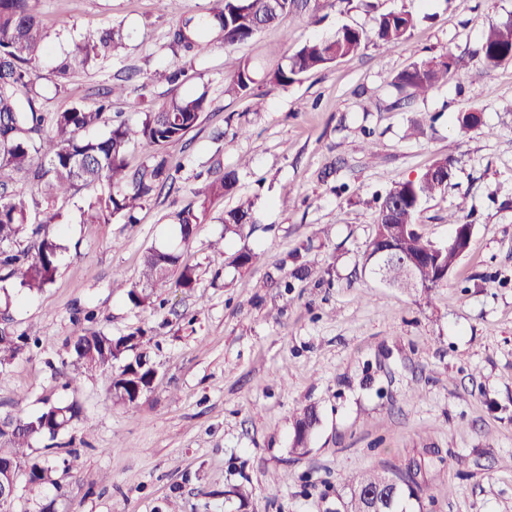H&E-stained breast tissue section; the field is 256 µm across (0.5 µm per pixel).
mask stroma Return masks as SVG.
<instances>
[{"label": "stroma", "mask_w": 512, "mask_h": 512, "mask_svg": "<svg viewBox=\"0 0 512 512\" xmlns=\"http://www.w3.org/2000/svg\"><path fill=\"white\" fill-rule=\"evenodd\" d=\"M45 33L36 88L44 112L91 105L115 75L128 77L113 111L139 122L147 106L206 93L210 108L182 140L161 149L173 188L136 214L91 222L85 193L43 205L61 232L53 283L24 290L0 270V331L39 345L0 366V418L46 402L80 414L56 438L32 443L28 463L52 468L25 484L14 512H343L346 479L376 467L420 466L406 512H512V61L484 71L477 56L490 23L512 18V0H311L251 40L212 39L193 64L169 48L178 18L214 0H34ZM405 9L416 28L389 51L368 47L288 86L266 75L306 42L344 24L371 29ZM122 29L123 46L51 75L79 42ZM452 51L455 76L427 97L399 100L391 81L421 59ZM242 61L255 73L260 109L225 95ZM186 67L179 82L157 72ZM481 109V129L452 118ZM432 121L412 136V120ZM456 160L445 194L424 204L422 230L447 239L457 203L474 208L471 247L431 299L364 274L372 206L395 183L435 160ZM238 169L236 197L215 200L189 241L174 215L201 186V172ZM255 203L258 221L224 236V211ZM169 247L197 277L168 281L153 305L133 306L114 279L138 281L149 248ZM260 259L238 267V251ZM307 249L316 277L291 292L268 281ZM92 331L142 332L158 375L137 405L113 403L111 370L68 363L78 314ZM319 422L307 453L292 450L305 407ZM76 468H68L71 454ZM288 480L271 485L272 473Z\"/></svg>", "instance_id": "35a3bbf8"}]
</instances>
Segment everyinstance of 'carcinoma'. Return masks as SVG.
Masks as SVG:
<instances>
[{"label": "carcinoma", "mask_w": 512, "mask_h": 512, "mask_svg": "<svg viewBox=\"0 0 512 512\" xmlns=\"http://www.w3.org/2000/svg\"><path fill=\"white\" fill-rule=\"evenodd\" d=\"M308 0H217L207 15L189 17L177 25L172 46L185 55L196 54L205 34L213 29L222 33L224 47L231 48L255 36L282 15L305 8ZM416 19L408 11L393 10L380 14L370 30L343 25L330 37L301 46L284 66L270 74V82L285 86L306 72L327 67L336 59L355 54L373 45L390 50L401 43L414 28ZM44 39L33 0H0V267L18 274L23 288L39 292L56 276L59 234L49 220L31 221L42 204L73 195L78 190L94 192L101 185L108 193L98 194L90 202L91 220L109 224L114 216L135 223V212L168 183L165 159L155 161L131 173L126 156L130 148L147 146L156 150L185 136L209 106L203 94L174 97L145 113L139 123L121 120L112 124L105 135L92 132L108 121L109 96L126 89V79L116 76L106 97L87 107L76 104L52 117L42 112L34 90L35 68L44 51ZM123 45L121 30L114 29L97 40H87L73 50L59 65L57 75L66 76L86 67L107 50ZM482 62L492 70L512 60V21L493 23L484 34L480 48ZM458 62L448 51L422 60L396 75L393 85L408 97H425L448 76L457 71ZM255 79L248 64L238 66L228 77L224 93L253 95ZM52 124L53 135L44 133ZM459 131L467 133L481 126L477 109L466 108L454 115ZM454 160L442 157L423 174L397 183L383 197L374 201L375 235L365 254L364 270L375 264L376 253L390 247L419 268L426 299L448 282V271L459 262L451 239L435 249L434 241L421 231L423 205L447 191L453 175ZM22 174L31 187V199L14 190V176ZM237 172L226 171L205 181L194 191V199L177 214L181 239L188 240L197 225L203 223L212 201L233 193ZM257 223L254 203L239 200L224 211V233L238 235L247 224ZM40 238L37 251H13L9 246L24 232ZM174 251L153 248L146 256L141 279L152 287L162 286L179 264ZM140 342L135 336H112L101 332H81L73 338L70 351L74 363L94 371L119 363L112 378L111 397L133 405L152 389L157 369L143 352H136ZM31 347L30 338L0 332V365L18 358ZM79 414L75 404L47 405L34 417L19 416L0 428V462L22 463L31 441L45 434L54 435ZM316 409L305 408L295 420L292 450L307 447L309 436L318 423ZM387 472L365 471L349 480L350 499L346 512H364L358 491L384 482Z\"/></svg>", "instance_id": "carcinoma-1"}]
</instances>
